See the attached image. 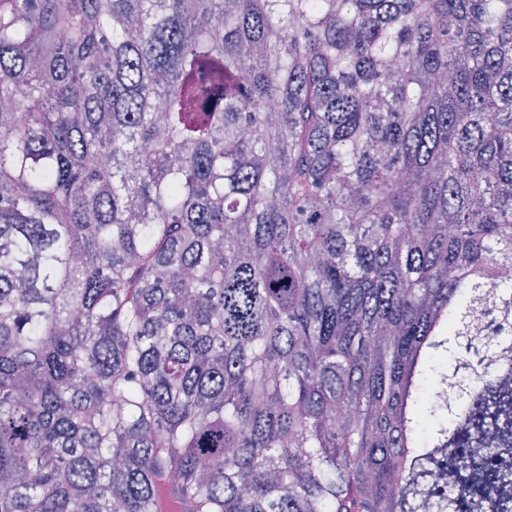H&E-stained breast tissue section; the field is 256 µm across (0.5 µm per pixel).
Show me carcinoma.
Wrapping results in <instances>:
<instances>
[{"instance_id": "carcinoma-1", "label": "carcinoma", "mask_w": 512, "mask_h": 512, "mask_svg": "<svg viewBox=\"0 0 512 512\" xmlns=\"http://www.w3.org/2000/svg\"><path fill=\"white\" fill-rule=\"evenodd\" d=\"M0 122V512H512V0H0Z\"/></svg>"}]
</instances>
